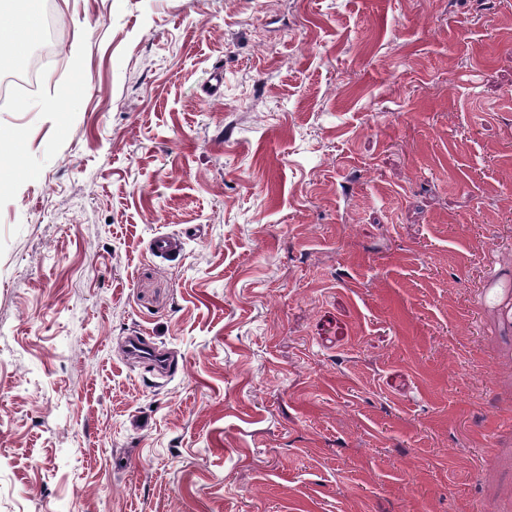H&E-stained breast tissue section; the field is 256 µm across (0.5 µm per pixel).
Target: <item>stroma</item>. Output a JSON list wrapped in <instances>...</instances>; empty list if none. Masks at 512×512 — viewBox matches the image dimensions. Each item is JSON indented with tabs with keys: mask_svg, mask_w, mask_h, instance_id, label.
Returning <instances> with one entry per match:
<instances>
[{
	"mask_svg": "<svg viewBox=\"0 0 512 512\" xmlns=\"http://www.w3.org/2000/svg\"><path fill=\"white\" fill-rule=\"evenodd\" d=\"M50 3L0 96V512H512V0ZM125 356L127 361L144 365L160 376H168L177 364L171 353L159 350L150 338L141 333L126 338Z\"/></svg>",
	"mask_w": 512,
	"mask_h": 512,
	"instance_id": "stroma-1",
	"label": "stroma"
}]
</instances>
